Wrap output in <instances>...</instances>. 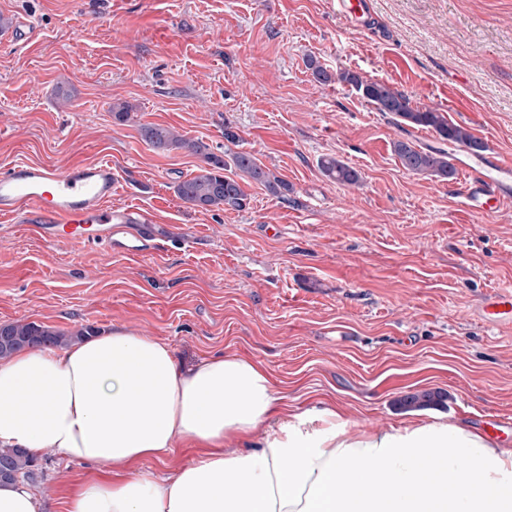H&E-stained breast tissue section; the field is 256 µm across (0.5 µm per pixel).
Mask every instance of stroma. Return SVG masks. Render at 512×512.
Wrapping results in <instances>:
<instances>
[{"label": "stroma", "instance_id": "obj_1", "mask_svg": "<svg viewBox=\"0 0 512 512\" xmlns=\"http://www.w3.org/2000/svg\"><path fill=\"white\" fill-rule=\"evenodd\" d=\"M0 0L37 39L0 49V169L106 159L113 205L146 213L159 250L66 251L25 224L0 226V323L71 332L122 329L165 341L184 365L219 355L261 364L284 408L327 403L360 428L400 426L406 393H445L421 417L482 427L512 420V331L482 321L512 291V204L475 224L449 182L404 170L398 128L350 86L312 81L306 58L390 85L512 156V0H366L350 25L336 0ZM132 107L128 122L112 104ZM246 151L289 185H252L247 209L184 203L176 184L200 158L160 153L144 125ZM238 136L228 142L225 129ZM355 168L327 178L320 158ZM32 487L63 512L94 464L37 453ZM320 168L325 176L337 183L356 186L360 182L358 171L337 157L321 158Z\"/></svg>", "mask_w": 512, "mask_h": 512}]
</instances>
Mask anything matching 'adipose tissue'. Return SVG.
Listing matches in <instances>:
<instances>
[{"label": "adipose tissue", "mask_w": 512, "mask_h": 512, "mask_svg": "<svg viewBox=\"0 0 512 512\" xmlns=\"http://www.w3.org/2000/svg\"><path fill=\"white\" fill-rule=\"evenodd\" d=\"M239 356L186 367L166 343L115 330L0 358V447L55 449L105 472L66 512H512V448L441 417L384 431L336 407L283 411ZM260 435L255 452L227 441ZM206 447L165 478L132 471Z\"/></svg>", "instance_id": "ef3b65f1"}]
</instances>
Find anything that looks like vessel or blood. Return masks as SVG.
Masks as SVG:
<instances>
[{"label": "vessel or blood", "mask_w": 512, "mask_h": 512, "mask_svg": "<svg viewBox=\"0 0 512 512\" xmlns=\"http://www.w3.org/2000/svg\"><path fill=\"white\" fill-rule=\"evenodd\" d=\"M37 35L35 25L18 17L4 42L25 44ZM118 177L111 162L75 164L59 170L21 161L0 172V218L30 225L37 236L58 248L100 246L124 255H148L156 238L148 218L112 197ZM460 205L481 223L497 220L512 201V161L494 154L468 168L458 182ZM482 311L497 326L512 327V293L485 299Z\"/></svg>", "instance_id": "vessel-or-blood-1"}]
</instances>
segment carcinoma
Returning <instances> with one entry per match:
<instances>
[{"instance_id": "1", "label": "carcinoma", "mask_w": 512, "mask_h": 512, "mask_svg": "<svg viewBox=\"0 0 512 512\" xmlns=\"http://www.w3.org/2000/svg\"><path fill=\"white\" fill-rule=\"evenodd\" d=\"M313 80L326 85L332 82L351 86L362 98L373 104L376 109L390 116L397 126L408 125L432 130L448 147L416 148L408 141L397 140L393 151L401 166L414 175L447 181L456 173L452 163L453 151L459 149L480 155L486 144L474 136L468 129L451 123L448 118L435 109H419L412 105L411 99L380 81H372L349 70L332 73L319 61L311 58L307 61ZM142 135L159 151L185 150L201 159L203 165L198 173L179 181L175 190L178 197L193 206L203 209L243 210L249 204L244 186L257 184L263 186L269 194L285 198L288 183L270 169L258 163L257 158L248 152H236L226 161L210 151L209 145L199 139L186 138L170 127L145 125ZM235 169V177L224 175L228 168ZM320 168L325 176L340 183L356 186L360 175L356 169L343 160L327 156L320 159ZM90 327H83L66 334L50 329L35 322L14 321L0 324V357L7 356L26 346L62 347L71 341L92 335ZM442 397L437 392L421 391L410 393L399 400V406L405 410L424 409L439 404ZM22 475L35 479L36 458L20 448H0V478Z\"/></svg>"}]
</instances>
